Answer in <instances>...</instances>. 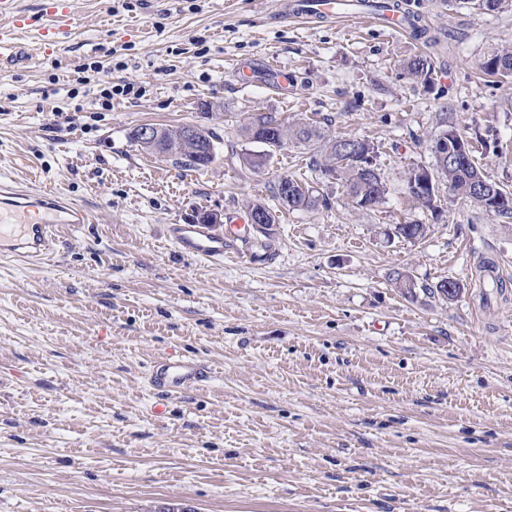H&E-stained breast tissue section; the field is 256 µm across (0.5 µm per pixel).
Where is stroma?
<instances>
[{
    "instance_id": "stroma-1",
    "label": "stroma",
    "mask_w": 512,
    "mask_h": 512,
    "mask_svg": "<svg viewBox=\"0 0 512 512\" xmlns=\"http://www.w3.org/2000/svg\"><path fill=\"white\" fill-rule=\"evenodd\" d=\"M407 2L428 38L284 19L276 0H73L65 55L0 74V180L90 214L59 227L40 266L0 258V512H512V218L449 201L442 181L437 216L406 185L434 169L428 139L450 124L512 192V77L480 69L512 49V7ZM421 53L426 85L400 69ZM94 60L135 94L101 110L76 83ZM240 60L285 68L287 91L239 84ZM258 112L373 143L382 204L354 209L300 148L244 168ZM143 124L210 129L217 159L198 171L147 154L129 139ZM284 175L321 202L281 210L262 260L249 206L272 204ZM202 212L231 237L222 265L167 237ZM409 222L426 238L387 237ZM486 260L503 292H483ZM397 269L464 290L410 301ZM170 356L210 379L159 400L148 374Z\"/></svg>"
}]
</instances>
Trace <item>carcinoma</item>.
Masks as SVG:
<instances>
[{"label":"carcinoma","instance_id":"carcinoma-1","mask_svg":"<svg viewBox=\"0 0 512 512\" xmlns=\"http://www.w3.org/2000/svg\"><path fill=\"white\" fill-rule=\"evenodd\" d=\"M512 62V50L506 49L488 58L483 64L484 73L490 77H497L500 72L497 65L500 61ZM400 67L412 80L428 82L434 72V64L431 57L427 55H414L400 63ZM270 119L266 113H256L250 117V121L242 127V134L247 139L262 144L265 150L260 152H249L244 154L243 165L250 169H259L265 165L272 154L286 146H302L311 152L312 166L320 171L322 175L338 179L344 183L347 194L353 206L357 209H372L380 205L387 193L386 185L378 168L373 166L375 154L374 145L360 138L336 137L331 135L325 126L318 121L306 122L296 119L292 122H281L277 139L268 140L262 126ZM183 127H161L159 128L160 140L154 146L147 143H139L136 132H131L130 138L134 143L153 154L165 152L169 160L178 167L202 170L216 161L217 154H212L206 162L202 163L194 159L191 149L193 143L181 144L178 141V134ZM353 143L357 147L356 157L371 167L366 172L361 170L360 165L352 162H345L342 151L345 145ZM419 168H412L406 174V182L411 197L418 203L436 209L434 206L435 196L430 190L420 193L413 189V183L417 180ZM437 171L442 174L448 185V195L452 198L463 199L478 208L493 213L503 218H512V207L491 208V203L474 196V189L478 182L484 180V176L475 165L472 153L468 152L461 157L444 166H437ZM275 198L279 204L290 210H304L315 207L318 196L312 186L303 180L293 176L288 177V196L280 194V188H275ZM395 287L407 298L416 299V291L411 288L410 276L401 271H395L392 275Z\"/></svg>","mask_w":512,"mask_h":512}]
</instances>
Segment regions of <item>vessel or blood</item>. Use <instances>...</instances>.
Here are the masks:
<instances>
[{
    "instance_id": "obj_1",
    "label": "vessel or blood",
    "mask_w": 512,
    "mask_h": 512,
    "mask_svg": "<svg viewBox=\"0 0 512 512\" xmlns=\"http://www.w3.org/2000/svg\"><path fill=\"white\" fill-rule=\"evenodd\" d=\"M288 17L354 21L363 13L343 0H280ZM75 25L72 0H39L36 9L20 0H0V72L23 65L30 49L45 55L60 53ZM86 210L58 194L15 190L0 185V255L33 262L55 251L54 231L61 224H84ZM167 234L181 252L220 263L227 253L224 230L209 224H171ZM209 371L188 359H160L149 370V384L173 396L202 385Z\"/></svg>"
}]
</instances>
